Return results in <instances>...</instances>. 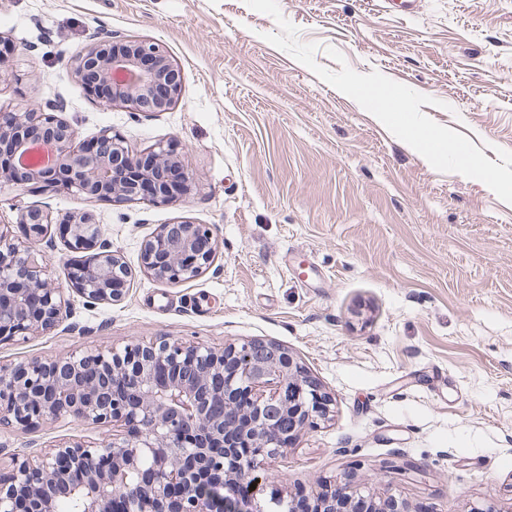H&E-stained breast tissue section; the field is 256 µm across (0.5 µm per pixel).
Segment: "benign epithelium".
<instances>
[{"mask_svg": "<svg viewBox=\"0 0 512 512\" xmlns=\"http://www.w3.org/2000/svg\"><path fill=\"white\" fill-rule=\"evenodd\" d=\"M88 97L136 112L166 111L182 89L180 71L158 44L97 31L70 60ZM60 100L0 113V185L38 184L55 194L167 204L184 186L171 183L180 157L159 145L135 156L104 130L84 146L61 119ZM31 146L47 149L37 165ZM25 241L0 229V341L35 336L59 325L69 309L65 289L43 277L36 247L52 225L70 253L61 265L91 305H116L127 292L123 257L89 212L56 217L33 208L22 216ZM209 226L161 224L141 244L144 272L171 284L199 277L214 261ZM332 398L284 346L261 340L221 351L197 344L141 342L86 350L52 361L32 358L0 367V421L22 430L62 420L118 425L123 433L95 444L70 442L0 474V512H295L296 497L264 494L256 472L301 432L328 418ZM288 427H283V422ZM256 488H250V485ZM408 512L392 496L348 483L328 490L323 512Z\"/></svg>", "mask_w": 512, "mask_h": 512, "instance_id": "obj_1", "label": "benign epithelium"}]
</instances>
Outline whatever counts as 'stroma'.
<instances>
[{
  "mask_svg": "<svg viewBox=\"0 0 512 512\" xmlns=\"http://www.w3.org/2000/svg\"><path fill=\"white\" fill-rule=\"evenodd\" d=\"M278 0L317 62L338 49L437 99L421 111L484 156L512 151V0ZM162 44L182 77L166 111L91 100L68 66L93 30ZM276 21L244 0H0L13 42L0 110L61 98L85 139L111 130L144 153L180 155L176 202H89L33 187L0 190V221L21 211L91 212L130 272L117 305L71 293L55 330L0 343V366L167 339L221 349L288 348L333 399L265 472L282 493L340 476L411 512H512V204L478 180L434 169L357 102L265 41ZM187 218L209 225L212 265L161 283L142 241ZM104 428L0 425V469Z\"/></svg>",
  "mask_w": 512,
  "mask_h": 512,
  "instance_id": "1",
  "label": "stroma"
}]
</instances>
